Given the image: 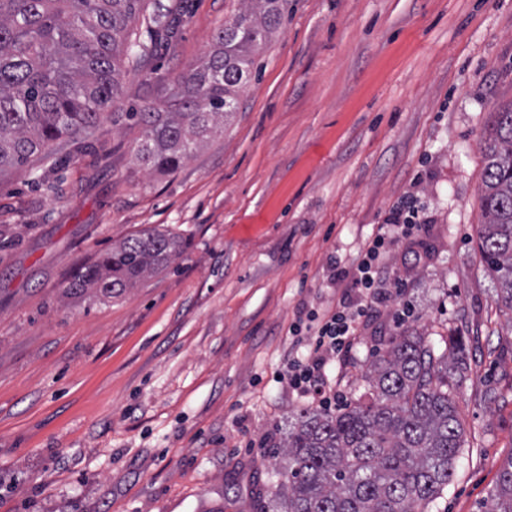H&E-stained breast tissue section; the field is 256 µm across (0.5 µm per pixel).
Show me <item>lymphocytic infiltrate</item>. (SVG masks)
Listing matches in <instances>:
<instances>
[{"instance_id":"lymphocytic-infiltrate-1","label":"lymphocytic infiltrate","mask_w":512,"mask_h":512,"mask_svg":"<svg viewBox=\"0 0 512 512\" xmlns=\"http://www.w3.org/2000/svg\"><path fill=\"white\" fill-rule=\"evenodd\" d=\"M426 219L416 204L394 205L376 234L360 247L355 256L330 261L331 283L343 291L334 308L314 311L288 328L294 355L288 361L284 378L291 391L328 409L339 400L329 381L328 365L352 350L363 323L389 301V288L400 285L383 258L391 246L424 231Z\"/></svg>"}]
</instances>
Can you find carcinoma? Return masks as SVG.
I'll return each instance as SVG.
<instances>
[{
	"label": "carcinoma",
	"instance_id": "cac0c4a2",
	"mask_svg": "<svg viewBox=\"0 0 512 512\" xmlns=\"http://www.w3.org/2000/svg\"><path fill=\"white\" fill-rule=\"evenodd\" d=\"M244 2L204 57L175 78L164 103L124 113L144 129L142 164L177 171L237 111L286 0ZM143 10L144 0H0V177L50 156L62 139L95 135L120 96L121 56L145 63L172 28L170 7L158 0L145 33H134ZM488 127L478 249L498 283L497 303L512 311V106L490 113ZM183 247L172 232L132 234L82 267L68 292L120 295ZM469 371L458 337L432 344L409 328L389 337L356 402L297 413L281 444L288 457L281 512H432L465 443L459 390ZM486 512H512V455Z\"/></svg>",
	"mask_w": 512,
	"mask_h": 512
}]
</instances>
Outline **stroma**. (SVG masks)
<instances>
[{"instance_id": "35a3bbf8", "label": "stroma", "mask_w": 512, "mask_h": 512, "mask_svg": "<svg viewBox=\"0 0 512 512\" xmlns=\"http://www.w3.org/2000/svg\"><path fill=\"white\" fill-rule=\"evenodd\" d=\"M162 2L174 29L125 76L121 119L58 142L64 167L0 180V512H278V443L310 404L279 379L288 328L335 305L331 257L413 194L427 226L387 260L404 292L329 379L351 403L403 327L465 337V445L435 512H481L512 454V312L476 246L488 117L512 105V0H287L238 112L172 174L137 160L124 114L166 99L243 3ZM153 230L185 240L164 271L67 294Z\"/></svg>"}]
</instances>
